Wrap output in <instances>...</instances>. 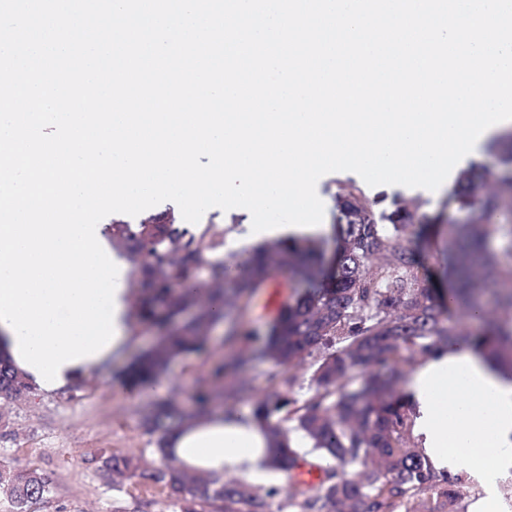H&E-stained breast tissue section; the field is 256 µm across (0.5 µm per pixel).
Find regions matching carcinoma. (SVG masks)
I'll return each mask as SVG.
<instances>
[{
	"label": "carcinoma",
	"instance_id": "carcinoma-1",
	"mask_svg": "<svg viewBox=\"0 0 512 512\" xmlns=\"http://www.w3.org/2000/svg\"><path fill=\"white\" fill-rule=\"evenodd\" d=\"M488 150L501 156L504 174L489 193L482 191L486 169L475 167L462 175L455 199L460 207L478 211L480 223L456 225L458 287L439 296L419 281L421 264L413 238L401 242L408 228L422 230L436 223L437 216L411 209L399 199L378 212L377 202L350 190L337 194L339 248L328 264L313 242L270 243L249 258L228 253L215 259L204 237L162 216L154 224L111 225L112 249L134 261L132 315L161 332L126 368L127 384L150 383L179 357L209 355L217 324L239 308L241 300L253 297L271 272L327 282L285 306L264 335H252L260 342L258 348L213 362L196 380L197 410L186 413L175 401L161 400L142 417L141 427L152 437L162 466L143 468L137 459L113 453L104 462L107 479L160 484L180 512H269L267 497L236 482L221 484L182 471L167 441L175 428L207 417L211 402L250 392L240 375L244 363L266 360L286 367L316 353L314 397L296 407L288 395L271 392L256 397L253 408L267 433L270 467L289 470L301 460L276 420L282 413L293 416L295 429L332 462L317 486L291 493L302 497L301 512H447L448 504L461 497V477L435 472L424 454L410 446L412 422L396 380L386 372L409 363L414 345L430 353L465 336L449 314L466 305L471 311L480 309V318L487 322L485 333L466 336L467 347L492 354L512 378V323L481 309L476 298L479 284L494 277L499 303L512 309V268L496 267L488 248L495 229L487 223L490 213L504 209L512 199V141L495 139ZM374 259L379 261L375 273L368 267ZM205 271L211 287L199 288L196 281ZM30 390L0 355V403L15 401ZM354 463L362 470L351 475L345 467ZM0 485L10 490L15 512H29L48 493L49 479L34 469L1 464ZM433 488L437 499H423Z\"/></svg>",
	"mask_w": 512,
	"mask_h": 512
}]
</instances>
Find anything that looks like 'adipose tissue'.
Segmentation results:
<instances>
[{
	"label": "adipose tissue",
	"mask_w": 512,
	"mask_h": 512,
	"mask_svg": "<svg viewBox=\"0 0 512 512\" xmlns=\"http://www.w3.org/2000/svg\"><path fill=\"white\" fill-rule=\"evenodd\" d=\"M414 430L438 471H467L495 500L497 480L512 473V380L478 355L456 347L434 352L406 385ZM169 450L180 467L270 484L266 440L250 417L206 420L176 431Z\"/></svg>",
	"instance_id": "obj_1"
}]
</instances>
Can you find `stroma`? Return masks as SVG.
I'll use <instances>...</instances> for the list:
<instances>
[{
    "label": "stroma",
    "mask_w": 512,
    "mask_h": 512,
    "mask_svg": "<svg viewBox=\"0 0 512 512\" xmlns=\"http://www.w3.org/2000/svg\"><path fill=\"white\" fill-rule=\"evenodd\" d=\"M455 182V177H448L444 185L431 192L397 185L371 187L352 172L327 174L316 186L325 204L324 224L310 238L320 243L326 253L335 250L333 197L340 186H355L371 198L398 197L418 202L439 217L436 226L419 243L420 276L425 287H441L439 269L455 248V223L464 217L452 201ZM251 223V215L245 209L225 212L212 208L194 224L193 230L205 234L207 240H219L220 254L243 257L259 244L250 232ZM153 336V330L132 324L130 340L120 354L89 369L63 390H33L10 405L9 434L0 440V463L35 469L51 480L44 501L33 505L31 512H177L161 486L135 479L112 484L101 469L103 458L112 453L136 457L148 467L161 466L150 436L140 426L141 416L156 399L175 394L181 401H188L196 378L204 370L202 359H178L156 381L154 393L133 395L115 373L145 348ZM316 361V356L307 355L284 370L267 362H254L247 366L243 376L250 381L254 395L279 390L301 405L314 394Z\"/></svg>",
    "instance_id": "35a3bbf8"
}]
</instances>
